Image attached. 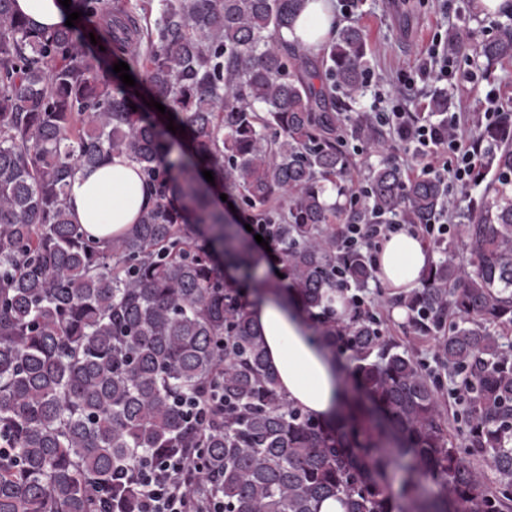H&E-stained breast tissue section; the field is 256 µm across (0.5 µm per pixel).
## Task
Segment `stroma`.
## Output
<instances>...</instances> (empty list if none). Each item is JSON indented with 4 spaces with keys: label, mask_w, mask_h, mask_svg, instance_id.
Returning a JSON list of instances; mask_svg holds the SVG:
<instances>
[{
    "label": "stroma",
    "mask_w": 512,
    "mask_h": 512,
    "mask_svg": "<svg viewBox=\"0 0 512 512\" xmlns=\"http://www.w3.org/2000/svg\"><path fill=\"white\" fill-rule=\"evenodd\" d=\"M340 25H359L367 35L369 79L364 94L357 102L339 98L341 115L348 121L341 129L346 141L343 151L348 162L352 183L367 182L372 168L389 163L406 168L412 161L406 141L395 131L382 129L389 144L385 154L375 152L368 141L352 135V118L371 108H389L385 94H400L411 112H419L426 97L435 90L445 89L449 111L461 116L459 133L473 140L480 128L474 117L485 109L487 93H496L501 103L512 105V59L486 64L480 55L482 46L499 34L497 15L481 13L475 0H358L357 5L337 6ZM458 33L464 44L456 54L452 79L441 83L435 77L418 79V67L424 50L434 41ZM384 306L379 316L381 339L407 351L434 384L442 420L450 435H457L464 426L463 405L457 404L454 392L458 380L436 360L434 337L416 332L408 318H394L399 298L390 289H382Z\"/></svg>",
    "instance_id": "35a3bbf8"
}]
</instances>
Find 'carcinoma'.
<instances>
[{
    "mask_svg": "<svg viewBox=\"0 0 512 512\" xmlns=\"http://www.w3.org/2000/svg\"><path fill=\"white\" fill-rule=\"evenodd\" d=\"M0 0V512H134L138 489L116 480L147 456L202 450L223 512H512V125L484 130L494 176L459 225L473 261L444 247L402 303L456 318L437 340L448 374L469 385L466 444H454L417 363L384 345L365 318L336 325L334 272L375 278L362 252L336 250L333 220L414 222L443 205L441 182L371 171L362 211L323 200L322 182L352 192L339 147L336 99L364 90L367 37L339 29L316 63L285 40L304 0H165L155 29L128 0H72L83 16L46 32ZM150 86L185 129L182 161L159 119L130 108L89 34ZM512 58V16L481 49ZM326 78L317 87L314 80ZM427 113L445 131L448 95ZM385 147L371 118L353 129ZM115 155L154 188L138 223L107 242L88 238L66 206L68 180ZM214 173L215 183L202 171ZM229 188L252 224H271L291 299L314 317L310 342L356 349L336 418L289 405L262 336L215 255L258 290L267 280L238 225L216 208ZM219 394L224 414L200 424L186 403ZM495 472L486 483L474 463Z\"/></svg>",
    "mask_w": 512,
    "mask_h": 512,
    "instance_id": "carcinoma-1",
    "label": "carcinoma"
}]
</instances>
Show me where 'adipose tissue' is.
Masks as SVG:
<instances>
[{"instance_id":"ef3b65f1","label":"adipose tissue","mask_w":512,"mask_h":512,"mask_svg":"<svg viewBox=\"0 0 512 512\" xmlns=\"http://www.w3.org/2000/svg\"><path fill=\"white\" fill-rule=\"evenodd\" d=\"M336 28V0H305V7L286 37L318 50ZM139 166L123 156L96 169H78L66 189L73 223L106 241L135 224L150 203ZM429 264L418 238L398 233L387 240L377 258L379 281L393 290L412 289ZM247 309L264 339L268 365L281 393L294 407L319 418L330 417L340 402L338 363L309 341L308 316L285 298L249 301Z\"/></svg>"}]
</instances>
